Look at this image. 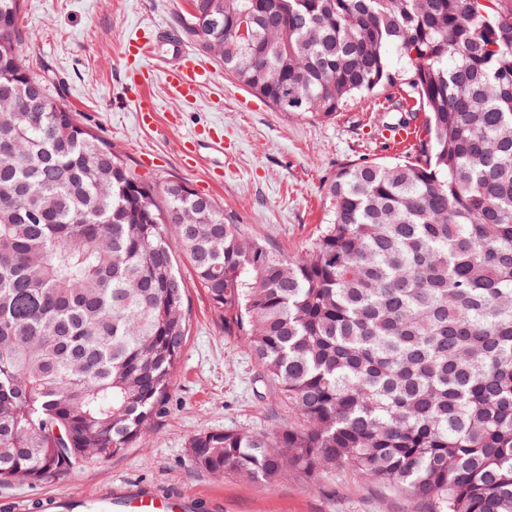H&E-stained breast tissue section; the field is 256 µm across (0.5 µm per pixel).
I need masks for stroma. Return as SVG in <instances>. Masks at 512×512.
Segmentation results:
<instances>
[{"instance_id":"stroma-1","label":"stroma","mask_w":512,"mask_h":512,"mask_svg":"<svg viewBox=\"0 0 512 512\" xmlns=\"http://www.w3.org/2000/svg\"><path fill=\"white\" fill-rule=\"evenodd\" d=\"M188 8V0H26L19 23L35 74L59 81L62 100L137 175L160 185L186 182L213 198L245 233L282 254L301 253L324 219V186L338 169L352 161L401 159L407 151L383 140L378 99L354 100L331 120L282 112L241 88L209 56L210 78L193 104L176 99L160 79L139 92L128 78L127 37L147 25L177 26ZM142 94L158 107L154 123L144 127L136 120ZM194 136L200 156L189 164L182 146ZM213 137L223 139L224 154L208 148ZM179 271L189 335L164 410L145 440L61 480L0 487V512H10L18 498L77 496L134 479L223 495L224 512H424L402 490L369 483L349 469L316 482L293 474L277 486L196 470L189 453L195 435L272 433L294 415L274 384L259 382L241 339L225 334L187 257H180Z\"/></svg>"}]
</instances>
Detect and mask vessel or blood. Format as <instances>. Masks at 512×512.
I'll return each instance as SVG.
<instances>
[{"mask_svg": "<svg viewBox=\"0 0 512 512\" xmlns=\"http://www.w3.org/2000/svg\"><path fill=\"white\" fill-rule=\"evenodd\" d=\"M161 43L171 46L174 59L164 71L168 84L178 98L195 100L208 68L182 45L177 30L149 26L142 37L127 44L126 51L138 59L149 58ZM37 507L39 512H223L224 500L178 488L163 491L145 480H122L76 499L47 494L38 499Z\"/></svg>", "mask_w": 512, "mask_h": 512, "instance_id": "vessel-or-blood-1", "label": "vessel or blood"}]
</instances>
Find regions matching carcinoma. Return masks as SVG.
<instances>
[{
	"instance_id": "obj_1",
	"label": "carcinoma",
	"mask_w": 512,
	"mask_h": 512,
	"mask_svg": "<svg viewBox=\"0 0 512 512\" xmlns=\"http://www.w3.org/2000/svg\"><path fill=\"white\" fill-rule=\"evenodd\" d=\"M211 4L180 33L256 97L329 119L383 95L382 128L421 115L424 136L340 168L288 258L137 176L34 75L24 0H0V486L146 435L188 336L184 254L299 419L195 436L198 470L347 468L430 512H512V0H224L210 24Z\"/></svg>"
}]
</instances>
